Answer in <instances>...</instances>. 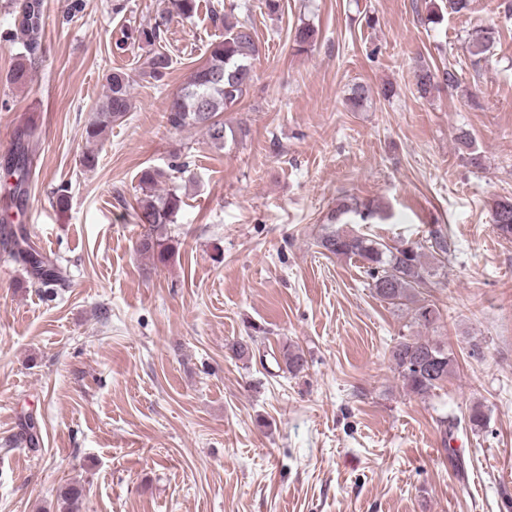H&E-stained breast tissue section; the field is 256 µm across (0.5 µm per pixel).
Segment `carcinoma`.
Returning <instances> with one entry per match:
<instances>
[{"label": "carcinoma", "instance_id": "cac0c4a2", "mask_svg": "<svg viewBox=\"0 0 512 512\" xmlns=\"http://www.w3.org/2000/svg\"><path fill=\"white\" fill-rule=\"evenodd\" d=\"M200 8L199 0H167V6L156 10L153 20L138 26H127L114 48L124 52L130 47L146 50L143 75L154 81L162 80L172 67L173 59L156 48L162 40L169 22L177 16L181 19L195 18ZM215 20L224 28L222 39L211 44L210 54L202 66L190 74L184 86L174 94L165 109L166 124L175 131L200 128L205 131L209 143L218 149L235 131H227L221 114L240 103L253 80L252 62L258 54V44L251 26L229 20L226 14H218ZM44 26L43 0H18L15 18V33L10 41H18L21 51L18 61L9 75L13 84H23L28 78L27 63L32 61L40 45ZM315 31L308 25H300L294 34L296 50L306 51L314 43ZM495 32L481 29L470 46V53L479 56L493 46ZM414 85L420 97L428 98L441 85L453 86L458 78L456 71L448 67H434L420 63L414 69ZM209 111H202V107ZM131 109V84L129 75L121 70L112 72L107 78L105 99L96 108L85 128L86 143L90 147L82 155L86 169L96 166V147L112 129V124L123 120ZM37 127L30 125L19 135V144L7 170L15 178L13 192L19 193L28 182L33 163L30 139ZM460 150L467 155L468 162L479 168L481 156L475 147V138L468 131L457 136ZM164 171L145 167L138 177L136 223L147 226L139 241V250L157 256L161 262L170 254V245L164 237L166 225L176 223L184 201L174 191L159 189ZM376 211L369 208L341 203L331 216L338 224L355 221L367 223ZM493 227L505 237L512 238V198H501L493 205ZM327 252L336 256L357 257L364 265L372 281L376 295L390 305L410 307L413 319L424 327L432 326L438 319L434 305L418 298L420 289L431 276L430 269L422 262V246L406 242L390 246L385 242L354 232L333 231L320 241ZM0 250L15 261L21 262L31 275L50 293L61 285L63 278L56 262L36 250L30 242L24 224H10L0 228ZM389 360L401 377L404 387L418 396H426L448 381L454 371V357L448 348L429 338H401L389 351ZM283 362L288 373L298 375L305 370L306 360L298 348L283 352ZM85 498L84 487L68 484L59 494L60 512H82Z\"/></svg>", "mask_w": 512, "mask_h": 512}]
</instances>
